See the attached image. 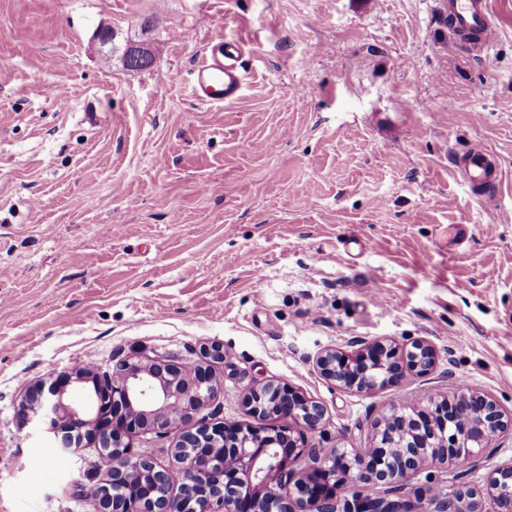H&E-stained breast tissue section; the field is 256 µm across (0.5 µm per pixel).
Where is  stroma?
Wrapping results in <instances>:
<instances>
[{
    "mask_svg": "<svg viewBox=\"0 0 512 512\" xmlns=\"http://www.w3.org/2000/svg\"><path fill=\"white\" fill-rule=\"evenodd\" d=\"M440 6L0 0V512H97L76 490L107 478L97 447L62 453L18 410L34 382L121 358L211 364L220 418L252 428L249 389L291 384L324 406L326 448L372 447L390 406L462 382L512 412V0H489L484 50L452 48ZM101 25L151 67L104 64ZM221 38L244 87L210 106L193 66ZM478 145L495 187L459 175ZM376 338L438 362L368 395L317 371ZM489 452L432 473L481 488L512 435Z\"/></svg>",
    "mask_w": 512,
    "mask_h": 512,
    "instance_id": "stroma-1",
    "label": "stroma"
}]
</instances>
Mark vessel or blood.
Returning a JSON list of instances; mask_svg holds the SVG:
<instances>
[{
    "label": "vessel or blood",
    "instance_id": "obj_1",
    "mask_svg": "<svg viewBox=\"0 0 512 512\" xmlns=\"http://www.w3.org/2000/svg\"><path fill=\"white\" fill-rule=\"evenodd\" d=\"M439 16L452 30L456 44L471 42L482 49L495 36L488 0H442ZM240 53V45L227 40L214 43L204 52L194 66V95L212 105L237 98L242 90ZM462 168L465 180L472 185L494 186L500 181L499 166L486 150H471Z\"/></svg>",
    "mask_w": 512,
    "mask_h": 512
}]
</instances>
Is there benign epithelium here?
Masks as SVG:
<instances>
[{"instance_id":"obj_1","label":"benign epithelium","mask_w":512,"mask_h":512,"mask_svg":"<svg viewBox=\"0 0 512 512\" xmlns=\"http://www.w3.org/2000/svg\"><path fill=\"white\" fill-rule=\"evenodd\" d=\"M437 361V352L424 339L414 340L409 350L373 339L355 354L326 351L316 366L337 385L368 394L398 385L409 370L425 376ZM70 383L33 386L22 415H38L50 432L61 433L64 452L80 449L84 439L95 441L115 488L123 487L134 470L147 476L141 496L116 500L102 495L98 512H414L403 493L427 465L462 457L480 468L489 440L512 428V417L495 400L462 390L453 402L434 404L421 420L394 410L376 423L381 454L372 460L366 448L325 450L309 443L308 435L325 426V409L289 384L266 383L245 398L253 416L288 424L243 430L233 422H214L206 413L223 389L207 366L196 367L190 377L171 360H119L109 390L96 382L80 403L68 396ZM175 413L191 422L175 447L192 449L180 459L177 484L169 469L136 453L128 442L137 433L168 437ZM300 460L307 476L296 483L298 496L292 500L286 486L295 476L292 464ZM340 487L349 488L350 496H337ZM366 487L374 493L364 494ZM438 487L430 476L420 490L433 512H486L477 493L438 495ZM485 494L493 512H512V460L491 470Z\"/></svg>"}]
</instances>
